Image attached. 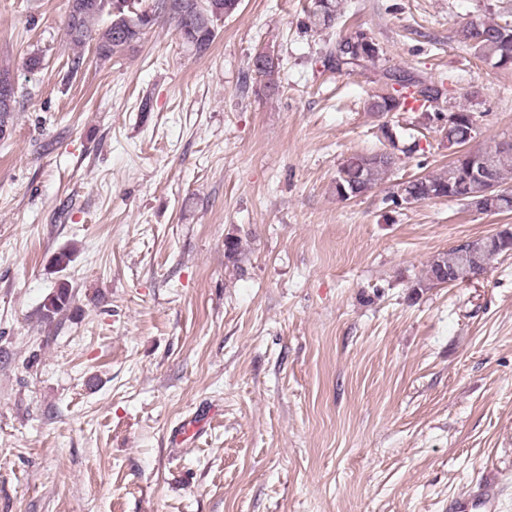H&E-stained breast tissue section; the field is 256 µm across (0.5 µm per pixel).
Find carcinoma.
I'll list each match as a JSON object with an SVG mask.
<instances>
[{
  "mask_svg": "<svg viewBox=\"0 0 512 512\" xmlns=\"http://www.w3.org/2000/svg\"><path fill=\"white\" fill-rule=\"evenodd\" d=\"M305 10L307 26L314 30L332 28L344 14L345 0H308ZM238 0H150L142 5V0H68V13L65 23L66 35L76 48H83L93 42L100 57L111 58L123 52L138 41L161 18L176 23L179 38L183 44L197 52L207 50L216 37L219 18L216 13L224 10L235 11ZM108 18L105 27L97 28L95 23ZM459 44L473 52L474 56L502 70H512V21L471 20L456 31ZM347 35L336 45L328 48L327 55L339 52L342 57L363 62L361 68L379 58L381 47L371 36L351 44ZM282 67L266 68L259 71L263 78L262 91L271 96L279 91ZM411 86L417 88L413 100L424 107L423 118L432 122L437 102L443 96L442 86L431 80L412 78ZM368 110L380 114L408 111V97H392L379 94L368 101ZM459 119L443 126L448 145L460 148L476 137V126L469 118V111L457 109ZM484 163L481 180L493 185L496 190L483 197L481 212L501 214L512 212V143H498L495 146L477 149ZM398 157L392 151L360 153L348 157L341 164L335 181L336 195L373 190L390 180ZM476 183L466 169V162L459 155L448 162V168L438 175L420 177L407 181L405 193L414 202H422L442 197L458 200L469 199ZM475 251L465 256L460 248L454 247L437 255L429 265L426 281H418L417 288L426 285H441L447 282L472 280L486 272L490 262L508 251L502 237L493 235L474 242ZM241 243L230 239L225 243V258L232 267L241 269ZM72 303L69 284L58 283L44 299L43 318L53 320L66 312Z\"/></svg>",
  "mask_w": 512,
  "mask_h": 512,
  "instance_id": "carcinoma-1",
  "label": "carcinoma"
}]
</instances>
